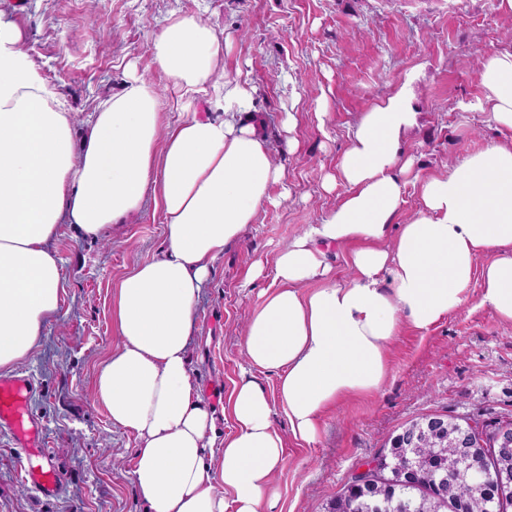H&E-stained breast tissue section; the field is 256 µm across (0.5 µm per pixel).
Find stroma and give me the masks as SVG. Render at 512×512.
Segmentation results:
<instances>
[{"label":"stroma","mask_w":512,"mask_h":512,"mask_svg":"<svg viewBox=\"0 0 512 512\" xmlns=\"http://www.w3.org/2000/svg\"><path fill=\"white\" fill-rule=\"evenodd\" d=\"M0 13L21 28L24 51L67 99L80 137L97 104L122 90L130 72L161 81L150 45L176 14L193 13L213 26L225 74L253 87L254 121L286 179L271 185L270 202L241 242L213 262L198 301L192 382L222 436L234 427L223 413L227 399L249 370L241 336L256 295L271 285L278 253L342 201L344 184L328 191L323 181L338 175L361 115L407 89L415 117L401 149L414 166L399 224L420 208L424 181L512 140V129L484 106L472 56L477 49L512 52V38L501 31L512 12L501 0H0ZM291 137L299 142L293 151ZM164 234L151 198L98 239L60 225L59 314L17 369L34 381L31 409L65 487L46 497L24 485L17 467L23 451L0 433V512H144L132 481L138 441L95 405L93 385L116 342L112 291L161 252ZM258 260L264 274L246 285ZM480 292L472 284L466 304L428 330L404 329L389 350L382 389L329 409L317 442L286 439L275 512H324L350 476L365 471L410 422L451 416L492 429L512 420V323L481 305Z\"/></svg>","instance_id":"1"}]
</instances>
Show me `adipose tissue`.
<instances>
[{
	"label": "adipose tissue",
	"mask_w": 512,
	"mask_h": 512,
	"mask_svg": "<svg viewBox=\"0 0 512 512\" xmlns=\"http://www.w3.org/2000/svg\"><path fill=\"white\" fill-rule=\"evenodd\" d=\"M22 41L0 17V370L29 358L59 312V226L95 239L154 198L165 246L113 292L119 343L94 384L95 403L137 436L132 478L146 512H267L279 497L285 436L315 443L324 411L378 393L403 328L428 329L462 308L474 277L482 305L512 323V142L427 180L421 208L395 225L412 166L399 145L413 123L406 92L396 91L360 117L339 179L326 182L346 186L342 203L278 255L274 284L248 319L247 363L276 375L288 435L246 376L227 400L234 430L215 440L190 374L196 306L214 260L255 223L270 184L285 179L246 118L252 91L230 76L215 83L218 36L182 14L155 35L153 61L186 103L212 95L221 114L189 111L165 123L156 84L134 75L99 102L78 148L64 96ZM479 81L496 123L512 128V52L490 55ZM347 244L354 275L339 283L327 251ZM484 253L491 259L476 269Z\"/></svg>",
	"instance_id": "ef3b65f1"
}]
</instances>
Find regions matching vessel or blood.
I'll return each mask as SVG.
<instances>
[{
	"label": "vessel or blood",
	"instance_id": "1",
	"mask_svg": "<svg viewBox=\"0 0 512 512\" xmlns=\"http://www.w3.org/2000/svg\"><path fill=\"white\" fill-rule=\"evenodd\" d=\"M33 390L29 376L0 378V429L26 450L18 462L23 480L50 496L61 491L64 475L52 463L43 445L42 426L30 410Z\"/></svg>",
	"mask_w": 512,
	"mask_h": 512
}]
</instances>
